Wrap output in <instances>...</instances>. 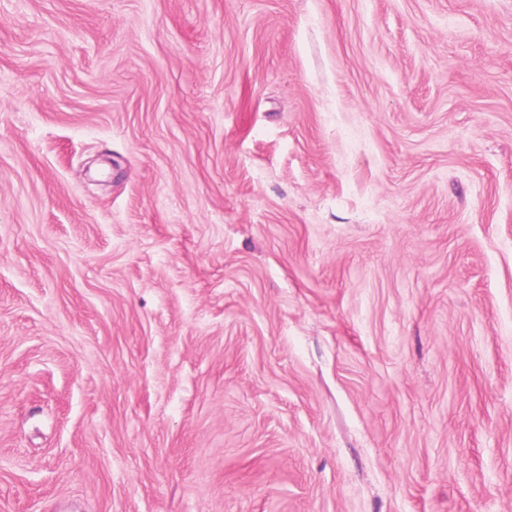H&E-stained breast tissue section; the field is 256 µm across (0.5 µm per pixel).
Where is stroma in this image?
<instances>
[{
	"instance_id": "stroma-1",
	"label": "stroma",
	"mask_w": 512,
	"mask_h": 512,
	"mask_svg": "<svg viewBox=\"0 0 512 512\" xmlns=\"http://www.w3.org/2000/svg\"><path fill=\"white\" fill-rule=\"evenodd\" d=\"M0 512H512V0H0Z\"/></svg>"
}]
</instances>
